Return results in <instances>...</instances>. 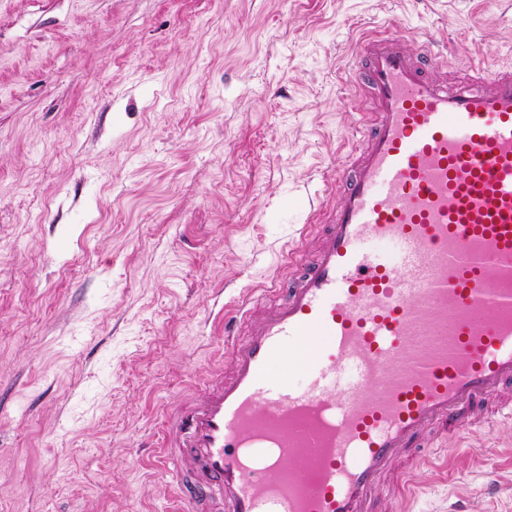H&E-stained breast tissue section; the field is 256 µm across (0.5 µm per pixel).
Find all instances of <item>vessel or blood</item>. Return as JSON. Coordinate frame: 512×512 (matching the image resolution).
I'll list each match as a JSON object with an SVG mask.
<instances>
[{
	"label": "vessel or blood",
	"instance_id": "b4317fda",
	"mask_svg": "<svg viewBox=\"0 0 512 512\" xmlns=\"http://www.w3.org/2000/svg\"><path fill=\"white\" fill-rule=\"evenodd\" d=\"M351 55L372 110L323 185L335 205L289 247L287 280L225 311L230 366L164 413L158 465L185 512L405 504L425 443L512 415V67L452 84L445 57L381 32Z\"/></svg>",
	"mask_w": 512,
	"mask_h": 512
}]
</instances>
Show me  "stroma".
I'll return each instance as SVG.
<instances>
[{
  "label": "stroma",
  "instance_id": "1",
  "mask_svg": "<svg viewBox=\"0 0 512 512\" xmlns=\"http://www.w3.org/2000/svg\"><path fill=\"white\" fill-rule=\"evenodd\" d=\"M512 66V0H0V512H174L151 458L369 104L364 32ZM408 512H512V418Z\"/></svg>",
  "mask_w": 512,
  "mask_h": 512
}]
</instances>
